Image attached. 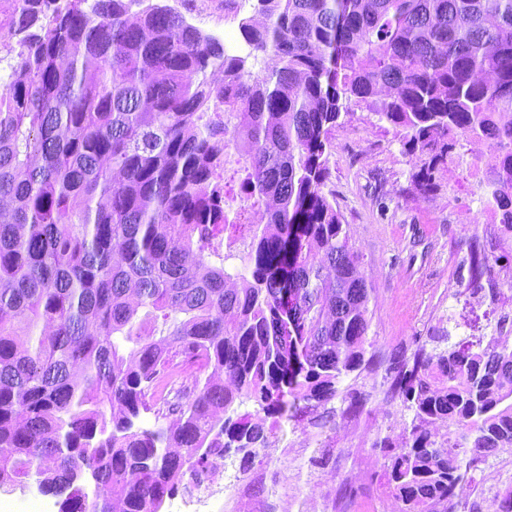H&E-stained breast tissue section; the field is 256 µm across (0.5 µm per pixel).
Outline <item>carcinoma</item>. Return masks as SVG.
Wrapping results in <instances>:
<instances>
[{
	"label": "carcinoma",
	"mask_w": 512,
	"mask_h": 512,
	"mask_svg": "<svg viewBox=\"0 0 512 512\" xmlns=\"http://www.w3.org/2000/svg\"><path fill=\"white\" fill-rule=\"evenodd\" d=\"M11 2L0 485L32 475L67 512H163L230 448L247 471L289 410H318L323 430L336 398L362 406L343 383L375 361L372 288L323 192L328 134L352 101L402 135L425 195L459 139L491 140L489 203L512 234V0H258L244 56L167 4ZM232 149L260 224L224 208ZM229 229L250 239L232 273L212 250ZM495 261L472 242L468 283L512 292ZM159 320L167 335L143 331ZM448 340L388 367L413 412L401 442L376 443L400 512H467L473 460L512 447L507 337ZM187 367L209 376L188 386ZM145 412L168 425L137 426Z\"/></svg>",
	"instance_id": "obj_1"
}]
</instances>
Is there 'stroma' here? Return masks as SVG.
<instances>
[{
  "label": "stroma",
  "mask_w": 512,
  "mask_h": 512,
  "mask_svg": "<svg viewBox=\"0 0 512 512\" xmlns=\"http://www.w3.org/2000/svg\"><path fill=\"white\" fill-rule=\"evenodd\" d=\"M257 0H191L187 20L204 33L233 44L239 25L255 17ZM329 178L323 191L348 224L361 269L373 293L368 335L382 356L412 355L426 336L448 330L452 343H487L501 315L512 313L507 298H492L458 283L459 263L473 240L500 254L512 252V237L487 204V183L496 167L489 140L461 141L439 171L436 194L410 188L415 160L401 137L368 106L354 104L329 135ZM386 364L362 372L355 385L368 396L356 411L340 413L330 430L334 449L317 453L321 440L308 416L281 419L269 447L258 449L247 471L238 454L225 471L246 485L240 512H335L340 485L352 486L354 512H399L377 476L382 455L375 443L399 440L412 419L388 393Z\"/></svg>",
  "instance_id": "obj_1"
}]
</instances>
